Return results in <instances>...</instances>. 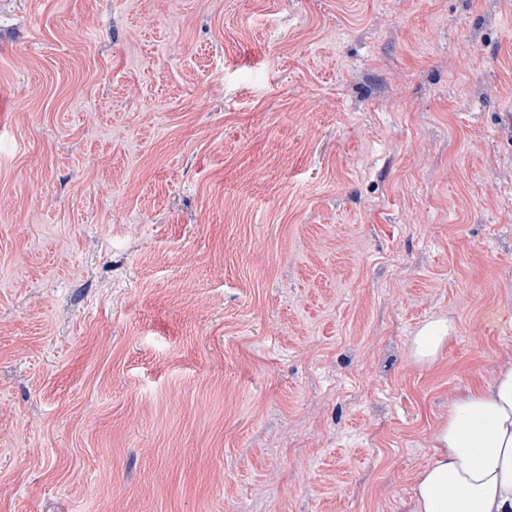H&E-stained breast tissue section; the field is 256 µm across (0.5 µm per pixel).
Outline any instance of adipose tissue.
I'll return each instance as SVG.
<instances>
[{"instance_id": "ef3b65f1", "label": "adipose tissue", "mask_w": 512, "mask_h": 512, "mask_svg": "<svg viewBox=\"0 0 512 512\" xmlns=\"http://www.w3.org/2000/svg\"><path fill=\"white\" fill-rule=\"evenodd\" d=\"M454 331L449 320L426 322L410 340L413 358L436 361ZM435 441L407 512H512V365L466 390L449 407Z\"/></svg>"}]
</instances>
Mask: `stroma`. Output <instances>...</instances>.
<instances>
[{"label":"stroma","instance_id":"35a3bbf8","mask_svg":"<svg viewBox=\"0 0 512 512\" xmlns=\"http://www.w3.org/2000/svg\"><path fill=\"white\" fill-rule=\"evenodd\" d=\"M0 92V512H406L512 364V0H0ZM455 332L450 320H432L423 324L411 337L410 352L420 363L436 361L444 346Z\"/></svg>","mask_w":512,"mask_h":512}]
</instances>
